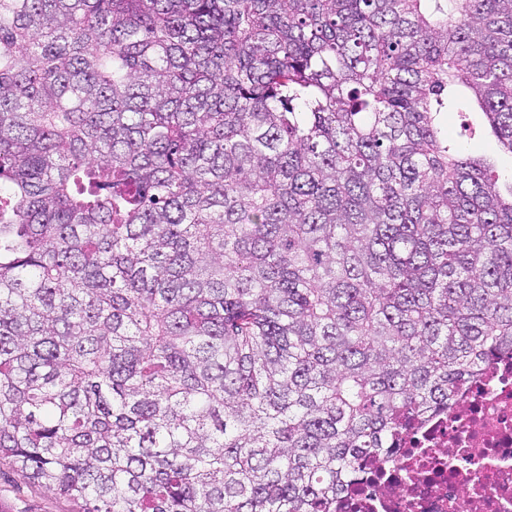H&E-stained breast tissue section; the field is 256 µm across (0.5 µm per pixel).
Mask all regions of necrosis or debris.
<instances>
[{
  "mask_svg": "<svg viewBox=\"0 0 512 512\" xmlns=\"http://www.w3.org/2000/svg\"><path fill=\"white\" fill-rule=\"evenodd\" d=\"M336 512H512V356L404 432L388 463H363Z\"/></svg>",
  "mask_w": 512,
  "mask_h": 512,
  "instance_id": "obj_1",
  "label": "necrosis or debris"
}]
</instances>
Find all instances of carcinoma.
<instances>
[{
  "label": "carcinoma",
  "mask_w": 512,
  "mask_h": 512,
  "mask_svg": "<svg viewBox=\"0 0 512 512\" xmlns=\"http://www.w3.org/2000/svg\"><path fill=\"white\" fill-rule=\"evenodd\" d=\"M512 0H0V463L80 512H330L512 354ZM463 110V112H460ZM469 123L472 126H478L482 122V116L479 112L468 111L462 106H456L448 110L447 125L448 138L459 143L467 152L499 154L496 140L491 136L475 138L473 140H463L459 137L462 123Z\"/></svg>",
  "instance_id": "cac0c4a2"
}]
</instances>
